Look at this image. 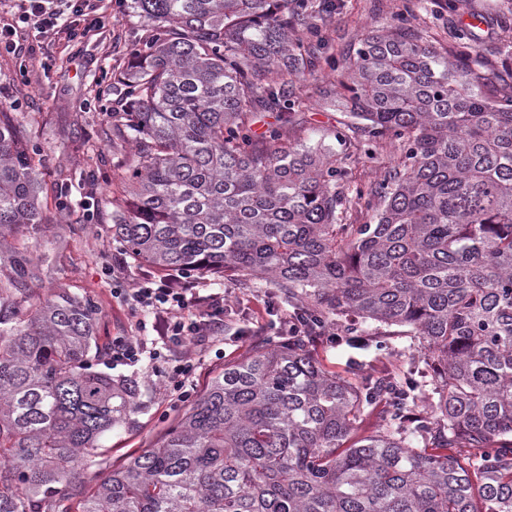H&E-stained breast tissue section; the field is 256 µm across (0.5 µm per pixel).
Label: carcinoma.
<instances>
[{
    "mask_svg": "<svg viewBox=\"0 0 512 512\" xmlns=\"http://www.w3.org/2000/svg\"><path fill=\"white\" fill-rule=\"evenodd\" d=\"M145 36L112 70V135L136 160L112 239L166 273L267 281L309 321L224 364L161 440L90 481L101 439L145 404L93 301L36 291L47 217L21 126L0 113V512H512V64L483 71L399 19L349 59L325 55L326 0H134ZM398 166L349 180L348 155L282 142L295 83L321 63ZM262 112L279 127L258 136ZM374 224H347V206ZM368 320L420 340V379L353 384L312 354ZM385 428L358 434L369 408Z\"/></svg>",
    "mask_w": 512,
    "mask_h": 512,
    "instance_id": "cac0c4a2",
    "label": "carcinoma"
}]
</instances>
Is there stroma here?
<instances>
[{"mask_svg": "<svg viewBox=\"0 0 512 512\" xmlns=\"http://www.w3.org/2000/svg\"><path fill=\"white\" fill-rule=\"evenodd\" d=\"M98 7L104 24L86 22V32L78 40L67 36L74 19L70 8H63L54 29L45 33L22 10L0 11V23L26 36L33 48L23 61L0 57V111L11 113L37 147L35 164L42 183L69 188L66 202L51 196L43 200L50 222L35 243L36 254L44 258L38 266V290L66 288L90 296L97 310V334L109 343L136 331L130 307L112 296V261L118 251L109 233L110 200L135 149L108 141L110 111L117 108L118 97L101 96L100 90L108 84L112 68L125 64L127 51L144 30L133 0H100ZM404 14L411 27L426 30L442 48H453L456 31L467 30L470 48L492 64L499 62L502 44L512 42V0H331L317 24L330 53L337 54L356 51L366 31L388 27ZM472 15L483 17L484 27L467 28ZM332 79V72L323 69L302 81L306 100L298 124L285 131L286 139H312L317 131L350 123L344 99L314 95L317 86ZM351 155V179L363 184L381 179L397 164L401 151L386 144L370 153L357 139ZM72 224L86 225L85 234L71 237ZM223 284L235 315L218 331L215 342H191L184 348L161 345L154 356H143L137 365H102V372L112 376L135 378L147 403L132 429L103 438V472L120 468L129 456L156 444L225 362L244 353L256 336L274 335L272 320H289L291 309L285 305L275 315L266 313L264 296L272 290L268 282L242 288L228 276ZM361 330L371 343L367 350L326 340L314 346L315 358L327 371L351 382L379 364L406 362L414 339L403 335L401 327L369 321ZM187 350L194 367L182 382L185 394L180 397L173 390L171 369Z\"/></svg>", "mask_w": 512, "mask_h": 512, "instance_id": "35a3bbf8", "label": "stroma"}]
</instances>
